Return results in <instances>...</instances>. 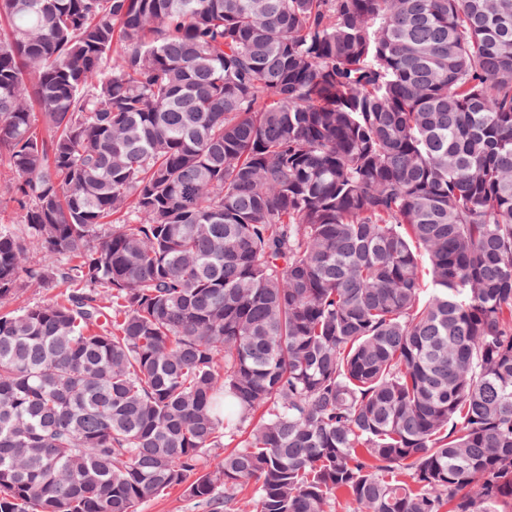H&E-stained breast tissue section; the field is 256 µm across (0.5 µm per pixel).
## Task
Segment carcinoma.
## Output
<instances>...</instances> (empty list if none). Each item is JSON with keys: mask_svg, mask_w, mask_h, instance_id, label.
Instances as JSON below:
<instances>
[{"mask_svg": "<svg viewBox=\"0 0 512 512\" xmlns=\"http://www.w3.org/2000/svg\"><path fill=\"white\" fill-rule=\"evenodd\" d=\"M0 166V512H512V0H0ZM66 286L58 285L51 288H28L19 299H13L0 304V313H4L24 304L49 301L66 291ZM188 498L183 487L176 486L166 495L143 505L139 512H208Z\"/></svg>", "mask_w": 512, "mask_h": 512, "instance_id": "cac0c4a2", "label": "carcinoma"}]
</instances>
